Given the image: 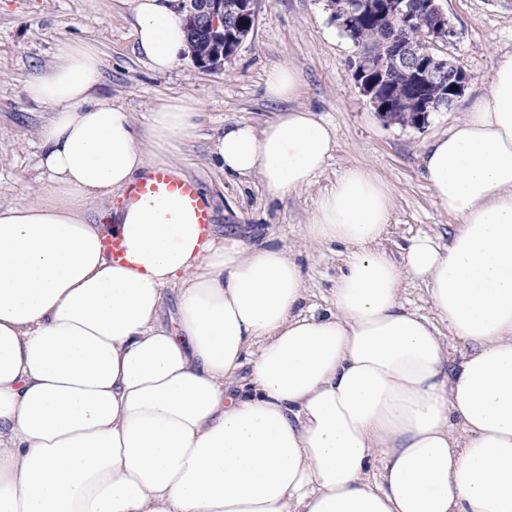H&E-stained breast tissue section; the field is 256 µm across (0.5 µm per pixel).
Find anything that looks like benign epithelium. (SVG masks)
<instances>
[{
  "label": "benign epithelium",
  "mask_w": 512,
  "mask_h": 512,
  "mask_svg": "<svg viewBox=\"0 0 512 512\" xmlns=\"http://www.w3.org/2000/svg\"><path fill=\"white\" fill-rule=\"evenodd\" d=\"M357 7L365 12L377 14L390 23L385 30V40L391 44V63L398 70H407L420 83L425 81L445 87L446 95L439 99L422 94H415V118L417 124L430 113L438 110L440 104L447 106L459 97L470 80L465 68L456 61L449 60L438 53V44L449 42L454 36L446 13L439 0H428L424 13H419L411 7L409 0H358ZM190 11L194 17L188 46H193V40L203 36L210 42L212 52L208 56L191 54L193 64L204 71H220L224 60L230 58L247 35L245 27L236 22L226 20L224 0H190ZM427 24L429 38L422 43H413L407 39L397 40L395 36L400 31H407L416 25V21ZM383 61L369 52L358 56L353 73L355 85L365 96L372 108L383 114L390 111L394 104L377 94L375 74L381 71Z\"/></svg>",
  "instance_id": "1"
}]
</instances>
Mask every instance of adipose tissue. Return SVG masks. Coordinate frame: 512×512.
Returning <instances> with one entry per match:
<instances>
[{"label": "adipose tissue", "instance_id": "adipose-tissue-1", "mask_svg": "<svg viewBox=\"0 0 512 512\" xmlns=\"http://www.w3.org/2000/svg\"><path fill=\"white\" fill-rule=\"evenodd\" d=\"M134 17L167 72L187 46L175 0ZM101 66L73 41L26 85L51 115L42 195L0 205V512H512V55L422 157L447 245L418 235L394 259L391 190L365 168L319 196L305 235L343 262L322 310L288 249L202 233L177 197L91 217L154 170L182 178L170 157L199 129L187 98L137 129L96 94ZM335 147L291 107L225 125L210 157L282 197ZM410 281L432 315L402 301ZM448 335L470 352L449 360Z\"/></svg>", "mask_w": 512, "mask_h": 512}]
</instances>
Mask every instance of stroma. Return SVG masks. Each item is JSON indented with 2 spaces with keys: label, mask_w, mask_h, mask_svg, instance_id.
Wrapping results in <instances>:
<instances>
[{
  "label": "stroma",
  "mask_w": 512,
  "mask_h": 512,
  "mask_svg": "<svg viewBox=\"0 0 512 512\" xmlns=\"http://www.w3.org/2000/svg\"><path fill=\"white\" fill-rule=\"evenodd\" d=\"M442 7L455 35L439 53L463 65L471 79L452 106L413 127L385 122L359 93L351 69L359 49L337 28L327 0H261L254 30L223 70H200L183 55L165 73L153 72L136 54L133 0H0V205L35 200L44 187L38 130L50 110L28 98V79L66 42L89 39L103 58L98 94L123 105L136 123L166 101L196 102L198 136L173 163L197 183L216 231L231 228L246 242L288 247L310 303L325 309L342 260L307 239L305 225L319 195L347 168H368L389 185L394 211L385 246L394 258L418 233L445 239L453 231L454 219L422 176V152L465 117L486 93L496 63L512 55V0H442ZM284 64L300 77L295 106L314 110L334 129L336 149L310 186L278 198L259 177L224 175L208 144L226 123L260 126L285 109L264 92L268 72Z\"/></svg>",
  "instance_id": "stroma-1"
}]
</instances>
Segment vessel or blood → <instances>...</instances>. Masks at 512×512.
<instances>
[{"mask_svg": "<svg viewBox=\"0 0 512 512\" xmlns=\"http://www.w3.org/2000/svg\"><path fill=\"white\" fill-rule=\"evenodd\" d=\"M167 196L178 197L183 206L193 213L196 223L200 226L210 224L209 207L202 198L197 184L191 180L173 179L159 171L131 185L126 198L129 202L135 203Z\"/></svg>", "mask_w": 512, "mask_h": 512, "instance_id": "b4317fda", "label": "vessel or blood"}]
</instances>
